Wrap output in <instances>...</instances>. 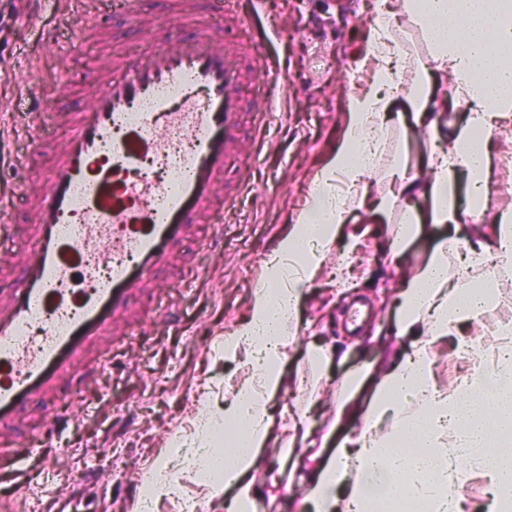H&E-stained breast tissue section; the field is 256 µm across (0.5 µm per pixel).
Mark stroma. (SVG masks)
Wrapping results in <instances>:
<instances>
[{
  "label": "stroma",
  "instance_id": "1",
  "mask_svg": "<svg viewBox=\"0 0 512 512\" xmlns=\"http://www.w3.org/2000/svg\"><path fill=\"white\" fill-rule=\"evenodd\" d=\"M372 0H237L250 18L253 35L267 47L262 80L274 114L263 148L252 162L251 184L224 212V243L212 254L196 241L177 249L172 265L148 283L170 307L172 318L152 308L133 311L132 334L107 338L95 357L114 360L79 402L80 428L54 435L55 452L19 451L15 467L30 471V483L0 474V512H131L139 482L166 449L172 434L186 427L204 400H223L245 378L243 359H226L218 345L249 313L253 292L263 283L264 262L311 198L318 168L339 145L347 99L367 82L355 73L363 53L362 34ZM101 22L84 40L73 33L81 15ZM8 45L0 52V129L8 152L0 165V197L10 208L12 246L23 254L36 219L38 172L26 159L39 141L63 146L72 114L89 109L103 76H114L126 59H146L153 34L176 28L178 19L157 0H137L135 9L115 0H39L8 20ZM45 90L42 111H28L26 90ZM496 210L512 208V137L492 146ZM399 209L375 216L354 212L327 263L301 300L296 340L284 363L287 382L276 409L308 411L304 421L315 439L325 440L319 457L298 445V483L278 475V451L266 449L255 473V512H305L301 484L333 458L348 431L360 425L376 389L367 379L345 419L336 417L344 378L365 368H387L411 347L397 336L395 290L400 277L424 262L441 226L421 230L393 255ZM496 313L471 324L466 334L478 353L498 344L499 317L512 315V279L500 282ZM330 349L323 377H314L309 343ZM474 362L458 355L448 337L435 348L437 383L452 386L472 373Z\"/></svg>",
  "mask_w": 512,
  "mask_h": 512
}]
</instances>
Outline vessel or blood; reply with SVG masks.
I'll list each match as a JSON object with an SVG mask.
<instances>
[{
	"label": "vessel or blood",
	"mask_w": 512,
	"mask_h": 512,
	"mask_svg": "<svg viewBox=\"0 0 512 512\" xmlns=\"http://www.w3.org/2000/svg\"><path fill=\"white\" fill-rule=\"evenodd\" d=\"M236 18L235 0H183L180 33L154 47L143 61H126L107 81L89 111L76 113L43 191L30 245L16 258L0 242V264L12 284L0 293V426L12 425L34 402L51 400L48 428L74 418L73 392L96 384L102 365H86L89 350L124 328L125 317L149 278L219 207L233 206L241 186L224 184L231 158L250 161L268 109L245 111V93L262 87L245 60L265 67L255 37L222 48L213 16ZM147 104L138 125L126 126L132 105ZM188 145L176 170L141 169L163 157L172 141ZM82 207L83 221L63 218ZM75 306L63 328L48 320Z\"/></svg>",
	"instance_id": "1"
}]
</instances>
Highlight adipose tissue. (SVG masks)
<instances>
[{
    "label": "adipose tissue",
    "mask_w": 512,
    "mask_h": 512,
    "mask_svg": "<svg viewBox=\"0 0 512 512\" xmlns=\"http://www.w3.org/2000/svg\"><path fill=\"white\" fill-rule=\"evenodd\" d=\"M375 12L356 62L370 74L368 87L349 96L336 152L266 259L248 318L224 339L225 356L245 357L250 372L223 409L207 408L170 438L167 453L147 470L133 512H152L166 500L178 502L179 512H208L227 491L231 512H253V474L273 437L270 403L283 387L289 328L314 275L354 212H384L399 201L407 236L423 199L429 222L454 230L400 282L397 333L413 337L412 348L382 371L362 424L308 483L303 501L309 512H461V489L477 471L488 481L490 512H512V318L494 326L501 339L493 352L497 385L472 376L439 387L432 351L496 310L499 281L512 274V210L488 212L493 134L512 125V62L503 61L512 54V0H377ZM401 20L427 48L413 68L393 35ZM442 85L467 112L463 125L445 123L446 103L436 97ZM403 95L432 150L415 166L408 153L395 151L389 194L375 199L368 180ZM461 193L463 210L456 206ZM484 221L495 226L493 242L467 228ZM180 471L196 478L204 497L184 493Z\"/></svg>",
    "instance_id": "obj_1"
}]
</instances>
